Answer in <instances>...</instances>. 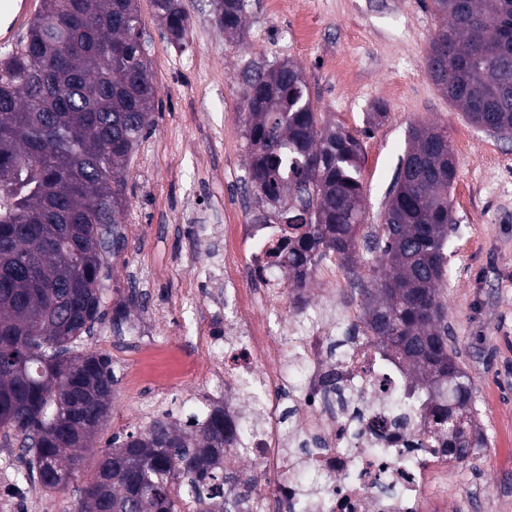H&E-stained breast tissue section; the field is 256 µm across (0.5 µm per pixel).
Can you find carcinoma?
Here are the masks:
<instances>
[{"label":"carcinoma","instance_id":"obj_1","mask_svg":"<svg viewBox=\"0 0 512 512\" xmlns=\"http://www.w3.org/2000/svg\"><path fill=\"white\" fill-rule=\"evenodd\" d=\"M73 0H42L24 42L0 51V433L26 459L22 479L67 488L94 469L77 512H197L215 496L222 512H250L247 482L224 470L233 440L217 406L181 429L155 420L139 432L92 439L108 420L117 384L112 359L81 350L103 323L104 258L120 248L129 159L154 125L158 87L136 0H85L87 22L67 25ZM170 38L184 41L180 0H153ZM214 22L242 38L248 0H211ZM437 19L425 57L432 83L468 122L512 132V0H429ZM122 47L115 60L100 49ZM249 180L265 207L254 224H281L294 287L326 258L373 273L361 286L365 327L438 400L424 412L448 435L459 463L486 438L472 383L457 362L440 284L448 274L456 176L448 132L419 124L388 191L382 224L364 223L362 141L314 111L302 68L291 60L242 71ZM363 242L359 256L357 242ZM141 295L118 300L119 328Z\"/></svg>","mask_w":512,"mask_h":512}]
</instances>
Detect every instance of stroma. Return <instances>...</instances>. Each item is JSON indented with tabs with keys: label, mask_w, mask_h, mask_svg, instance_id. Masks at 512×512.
I'll return each mask as SVG.
<instances>
[{
	"label": "stroma",
	"mask_w": 512,
	"mask_h": 512,
	"mask_svg": "<svg viewBox=\"0 0 512 512\" xmlns=\"http://www.w3.org/2000/svg\"><path fill=\"white\" fill-rule=\"evenodd\" d=\"M147 57L158 86L155 124L128 167L119 253L109 255L105 301L137 289L142 307L129 325L181 347L177 380L166 398L174 421L186 422L217 395L199 376L201 347L186 324L219 328L213 302L224 290L225 216L250 223L258 203L247 182L248 145L241 72L249 61L292 60L303 68L312 104L324 119L360 135L366 228L380 224L385 195L411 126L447 129L457 157L450 190L456 230L448 276L440 286L459 363L473 385L487 439L461 464L448 491V512H512V140L472 126L429 78L425 57L435 21L424 0H251L242 41L230 42L214 22L210 0H181L190 28L170 42L152 0H137ZM311 38H303L302 30ZM384 109L377 127L368 113ZM216 274L193 296L197 271ZM84 348L111 356L117 377L109 418L97 435L143 429L150 418L138 401L135 357L116 347L111 322ZM19 448L0 441V512H76L77 485L45 491L15 483Z\"/></svg>",
	"instance_id": "stroma-1"
}]
</instances>
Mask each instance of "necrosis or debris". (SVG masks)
I'll return each mask as SVG.
<instances>
[{"mask_svg":"<svg viewBox=\"0 0 512 512\" xmlns=\"http://www.w3.org/2000/svg\"><path fill=\"white\" fill-rule=\"evenodd\" d=\"M280 230L224 227L225 255L245 236L253 282L225 271L224 326L205 338L234 434L225 465L273 477L254 512H445L457 466L424 421L431 393L354 314L289 290L286 256H266Z\"/></svg>","mask_w":512,"mask_h":512,"instance_id":"1","label":"necrosis or debris"}]
</instances>
